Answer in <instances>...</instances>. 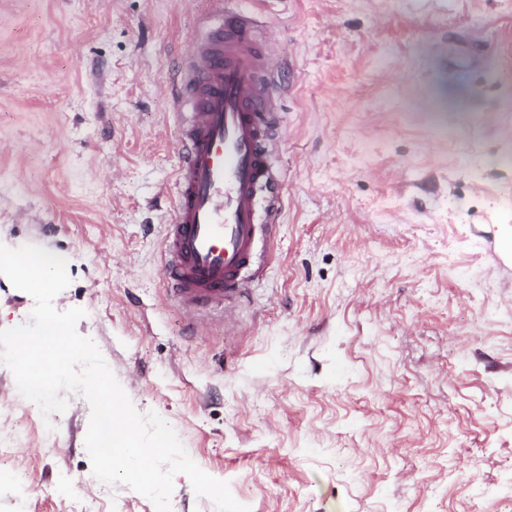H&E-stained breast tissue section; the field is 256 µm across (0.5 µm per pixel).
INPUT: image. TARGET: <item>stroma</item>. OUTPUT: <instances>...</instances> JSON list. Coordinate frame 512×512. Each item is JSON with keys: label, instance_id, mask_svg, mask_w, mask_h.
Instances as JSON below:
<instances>
[{"label": "stroma", "instance_id": "obj_1", "mask_svg": "<svg viewBox=\"0 0 512 512\" xmlns=\"http://www.w3.org/2000/svg\"><path fill=\"white\" fill-rule=\"evenodd\" d=\"M256 6L282 222L234 326L190 335L167 86L202 17ZM0 242L67 257L55 308L250 512H512V0H0ZM33 306L0 276V329ZM67 399L43 440L0 362V512H156Z\"/></svg>", "mask_w": 512, "mask_h": 512}]
</instances>
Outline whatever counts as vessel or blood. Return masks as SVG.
Returning <instances> with one entry per match:
<instances>
[{
    "label": "vessel or blood",
    "instance_id": "1",
    "mask_svg": "<svg viewBox=\"0 0 512 512\" xmlns=\"http://www.w3.org/2000/svg\"><path fill=\"white\" fill-rule=\"evenodd\" d=\"M172 98L180 111L175 199L162 269L189 332L212 310L245 298L282 214L275 164L280 60L250 13L226 12L184 54Z\"/></svg>",
    "mask_w": 512,
    "mask_h": 512
}]
</instances>
